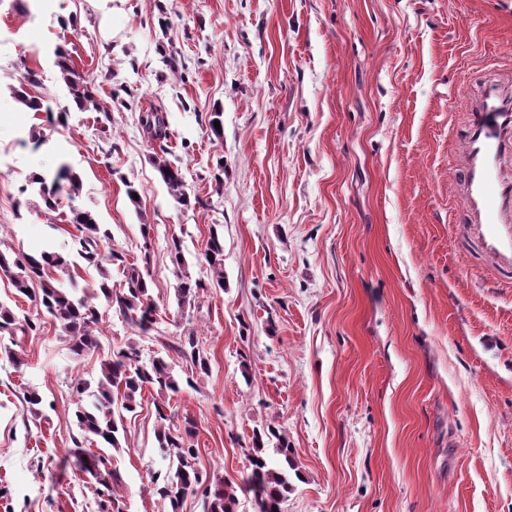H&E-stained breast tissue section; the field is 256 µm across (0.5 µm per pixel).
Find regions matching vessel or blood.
<instances>
[{"instance_id":"b4317fda","label":"vessel or blood","mask_w":512,"mask_h":512,"mask_svg":"<svg viewBox=\"0 0 512 512\" xmlns=\"http://www.w3.org/2000/svg\"><path fill=\"white\" fill-rule=\"evenodd\" d=\"M458 136L461 179L452 189L461 201L458 247L479 260L494 288L512 289V97L497 83L485 85L463 114Z\"/></svg>"}]
</instances>
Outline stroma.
I'll return each instance as SVG.
<instances>
[{
  "label": "stroma",
  "mask_w": 512,
  "mask_h": 512,
  "mask_svg": "<svg viewBox=\"0 0 512 512\" xmlns=\"http://www.w3.org/2000/svg\"><path fill=\"white\" fill-rule=\"evenodd\" d=\"M63 42L99 107L39 122L13 91L33 69L38 93L64 100ZM509 76L512 0H0V235L29 254L70 242V200L48 213L20 192L67 161L114 248L149 260L160 318L139 337L104 305L96 351L73 354L47 321L19 337L24 366L0 356V512H100L81 477L52 471L80 436L69 379L98 377L133 340L167 356L186 331L210 370L170 405L197 424L202 470L240 480L270 426L296 468L282 512H512V290L459 255L448 194L469 89ZM150 112L199 206L159 179ZM215 224L224 287L178 313L169 243L209 281ZM157 401L144 391L126 414L124 449L90 446L120 473L125 512L169 510L144 490L162 467Z\"/></svg>",
  "instance_id": "35a3bbf8"
}]
</instances>
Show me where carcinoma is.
<instances>
[{"mask_svg": "<svg viewBox=\"0 0 512 512\" xmlns=\"http://www.w3.org/2000/svg\"><path fill=\"white\" fill-rule=\"evenodd\" d=\"M54 54L70 104L55 110L41 96L28 92L27 88L38 84V74L31 69L26 71L24 86L14 91L15 100L36 115L55 111L61 123L67 122L73 108L79 111L98 109L93 84L71 65L68 49L59 45ZM141 121L152 137L161 141L160 153L153 157V165L169 195L184 207L199 204L200 199L191 198L187 191L181 168L165 157L167 149L162 141L168 139L169 131L164 116L148 113ZM29 189L39 195L49 211L55 209L61 196L66 195L74 202L70 208V223L79 235L73 238V244L79 257L87 265L95 267L100 280L95 287L76 297L72 294L76 290L75 281H70L67 288L59 280L61 275H71V262L62 253L44 252L36 257L0 249V273L8 278L15 295H21L33 303L37 313L35 317L26 314L20 316L7 302L0 300V336L19 333L36 336L41 329V315L47 314L68 337L70 350L81 355L100 346L99 306L102 302L116 309L139 335L150 334L157 324L158 311L149 293L147 274L139 266L127 263L124 254L110 245L108 229L98 223L91 210L77 204L81 191L80 176L68 164L61 163L46 174H31L20 192L25 193ZM169 251L172 261L180 267L175 299L177 309L183 312L194 305L205 284L192 279L189 272L183 269L186 258L180 239L172 238ZM203 259L210 271L212 286L224 288V242L214 226L210 229ZM111 266L122 269L123 280L117 288L112 286L109 275ZM173 350L178 358L189 365L190 370L197 374L208 372V357L199 347L194 333L180 337ZM175 366L176 363L163 357H155L146 363L141 359L138 348L129 344L101 361L100 375L96 381L74 376L70 386L78 396L75 410L78 428L86 438H93L106 448L120 450L121 433L125 432L124 413L134 412L138 405L137 396L146 389H153L163 397V403L156 405L161 420L156 441L161 458L168 462V467L151 475L147 486L151 494L169 501L171 512H179L185 496L197 493L201 494L203 512H234L237 490L240 489L252 494L255 512H281L285 493L291 487L288 470L294 469L288 444L273 429L258 432L254 435L252 448L246 454V473L241 483L218 476L210 481L203 479V472L197 466L196 424L187 420L184 429L175 434L165 424L170 398L180 390ZM274 439L277 440L276 457L270 458L265 455L264 448ZM70 456L74 458L77 471L86 476L87 486L99 497L104 496L105 492L111 490L112 484L120 479L119 473L112 469L109 458L94 454L82 447L79 441L75 442Z\"/></svg>", "mask_w": 512, "mask_h": 512, "instance_id": "obj_1", "label": "carcinoma"}]
</instances>
